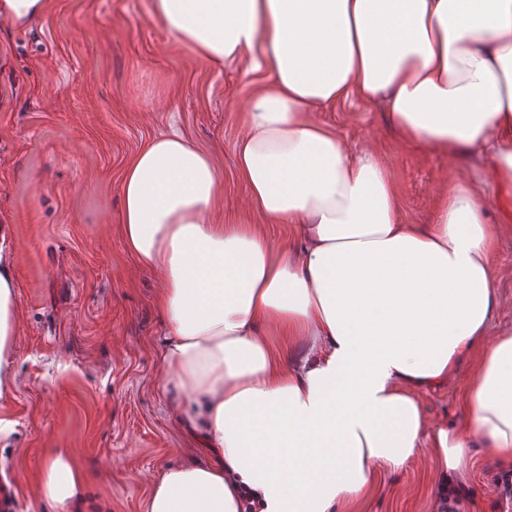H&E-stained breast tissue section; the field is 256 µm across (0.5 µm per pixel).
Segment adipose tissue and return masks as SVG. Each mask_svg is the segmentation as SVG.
<instances>
[{"mask_svg":"<svg viewBox=\"0 0 512 512\" xmlns=\"http://www.w3.org/2000/svg\"><path fill=\"white\" fill-rule=\"evenodd\" d=\"M168 32L271 83L244 109L236 167L252 207L292 225L273 249L222 224L210 155L180 134L143 145L121 180L120 232L154 272L169 327L166 392L208 463L166 468L143 512H340L428 450L437 482L467 480L470 448L512 466V336L491 341L496 237L467 188L407 224L374 153H353L315 107L384 97L400 137L475 149L512 187V0H151ZM0 225V397L15 385L13 260ZM462 424L429 425L419 393L464 359ZM42 490L81 512L66 452Z\"/></svg>","mask_w":512,"mask_h":512,"instance_id":"ef3b65f1","label":"adipose tissue"}]
</instances>
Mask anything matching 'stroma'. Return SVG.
Returning a JSON list of instances; mask_svg holds the SVG:
<instances>
[{
  "label": "stroma",
  "instance_id": "35a3bbf8",
  "mask_svg": "<svg viewBox=\"0 0 512 512\" xmlns=\"http://www.w3.org/2000/svg\"><path fill=\"white\" fill-rule=\"evenodd\" d=\"M238 64L197 56L152 15L150 0H47L25 26L0 21V224L11 227L21 327L17 384L0 401L15 423L0 468L15 492L7 512H54L39 486L43 464L66 450L88 504L142 512L167 466L205 463L163 390L168 326L155 305L160 282L125 249L121 178L150 139L178 133L208 152L221 175L217 218L262 225L275 247L293 229L267 224L247 205L234 144L240 106L262 82ZM353 151L389 167L408 224L431 223L437 198L456 185L477 194L497 234L500 306L489 325L512 333V188L481 153L451 160L405 145L384 101L311 111ZM461 364L420 399L434 423L461 418L472 371ZM428 453L385 474L362 512H435ZM468 480L445 512H501L508 469L471 449Z\"/></svg>",
  "mask_w": 512,
  "mask_h": 512
}]
</instances>
